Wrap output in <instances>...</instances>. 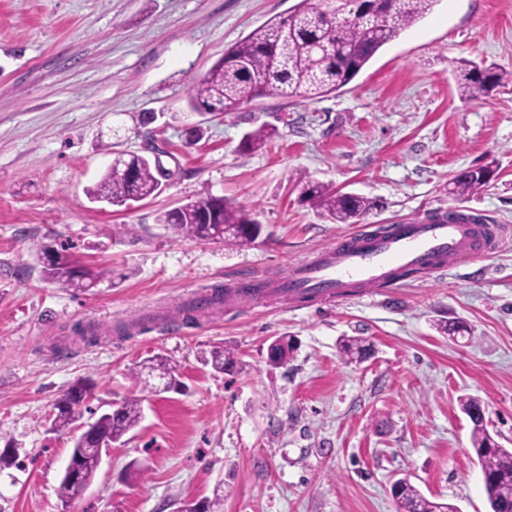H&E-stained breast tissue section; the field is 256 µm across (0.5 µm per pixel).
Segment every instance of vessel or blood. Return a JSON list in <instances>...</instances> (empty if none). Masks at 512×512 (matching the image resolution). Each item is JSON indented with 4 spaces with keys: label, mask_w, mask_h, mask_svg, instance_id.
Here are the masks:
<instances>
[{
    "label": "vessel or blood",
    "mask_w": 512,
    "mask_h": 512,
    "mask_svg": "<svg viewBox=\"0 0 512 512\" xmlns=\"http://www.w3.org/2000/svg\"><path fill=\"white\" fill-rule=\"evenodd\" d=\"M487 228L466 220L436 219L403 224L386 235L355 234L313 257L295 263L287 280H271L270 288L291 296L315 295L332 301L368 287L392 285L399 271L442 268L450 258L477 262L495 251Z\"/></svg>",
    "instance_id": "vessel-or-blood-1"
}]
</instances>
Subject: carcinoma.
Masks as SVG:
<instances>
[{
	"label": "carcinoma",
	"instance_id": "1",
	"mask_svg": "<svg viewBox=\"0 0 512 512\" xmlns=\"http://www.w3.org/2000/svg\"><path fill=\"white\" fill-rule=\"evenodd\" d=\"M438 0H364L346 9L342 0H297L286 15L274 16L253 29L224 52L189 94V104L197 112L236 109L261 98L320 99L351 82L377 52L395 40L417 20L429 13ZM512 72L493 65L471 62L462 71L458 90L463 100H475L503 81ZM276 130L261 126L245 138L252 150L264 146ZM127 175L107 170L89 198L112 205H126L155 196L163 181L171 176L159 158L140 154H120ZM495 171L489 166L471 167L448 182V193L458 198L473 196L488 187ZM300 196L311 201L328 219L340 224H356L370 208L356 194H341L322 183H300ZM179 236L200 240H225L240 245L253 242L260 224L249 210L222 199L186 203L157 216ZM44 278L66 287L91 288L108 274L105 269L76 268L67 257L48 256L42 270ZM148 375L177 382L175 369L163 357L146 365ZM90 380L73 383L56 402L52 427L70 429L77 421L76 406L82 403ZM464 412L473 423V450L481 465L484 490L490 512H512V449L500 445L484 427L480 403L461 399ZM142 416L141 399L130 397L116 413L96 419L101 436L119 441L134 429ZM72 455L80 457L82 478L91 483L98 471L97 454L75 441ZM397 512H443L447 504L424 497L410 481L402 479L392 486Z\"/></svg>",
	"mask_w": 512,
	"mask_h": 512
}]
</instances>
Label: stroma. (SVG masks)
Returning a JSON list of instances; mask_svg holds the SVG:
<instances>
[{
	"label": "stroma",
	"mask_w": 512,
	"mask_h": 512,
	"mask_svg": "<svg viewBox=\"0 0 512 512\" xmlns=\"http://www.w3.org/2000/svg\"><path fill=\"white\" fill-rule=\"evenodd\" d=\"M296 2L0 0V449L17 446L0 470V512H175L217 494L223 512H397L401 478L460 512H489L459 400L478 398L512 448V83L466 101L457 80L464 60L512 70V0H439L324 98L191 111V87L225 49ZM263 125L276 136L242 151ZM150 146L172 172L157 196L131 209L89 199L117 153ZM488 163V188L449 196L451 178ZM305 180L371 208L332 223L300 197ZM210 196L250 209L258 239H186L155 220ZM451 210L500 230L489 260L452 259L323 307L284 292L181 313L215 290L287 277L340 236ZM37 243L108 274L88 291L49 282ZM122 320L134 330L116 332ZM450 323L463 337L444 333ZM280 336L295 349L274 365ZM346 336L371 355L345 357ZM216 347L233 368L206 365ZM155 356L180 390L138 381ZM80 378L95 383L83 420L137 394L143 419L65 505L78 432L51 421Z\"/></svg>",
	"instance_id": "1"
}]
</instances>
